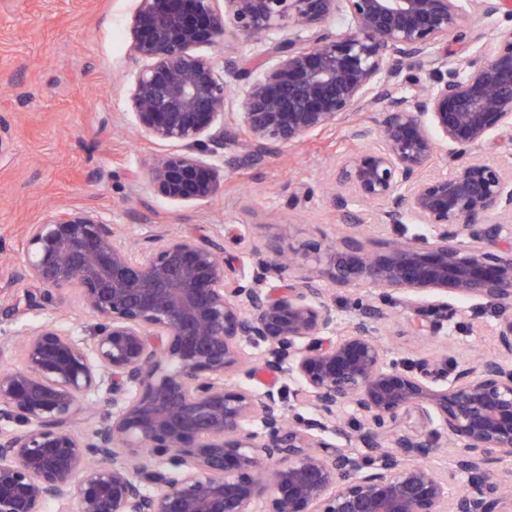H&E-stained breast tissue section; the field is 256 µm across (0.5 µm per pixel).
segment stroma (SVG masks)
<instances>
[{"label": "stroma", "instance_id": "1", "mask_svg": "<svg viewBox=\"0 0 512 512\" xmlns=\"http://www.w3.org/2000/svg\"><path fill=\"white\" fill-rule=\"evenodd\" d=\"M136 0H0V370L19 367L11 342L30 328L57 321L85 336L92 324L76 294H57L42 310L18 308L25 285L12 279L24 258L26 228L53 209L92 208L117 231V240L143 241L166 231L197 232L224 240L237 274L252 271V249H294L305 273L321 275L325 248L346 232L328 187L336 166L362 150L356 129L370 130L369 113L279 149L247 159L240 144L215 149L209 160L224 168V188L206 202H174L157 194L144 176L167 143L133 123L130 88L140 67L132 58L130 17ZM512 27V13L473 15L449 39L457 56L480 48L477 33L494 36ZM281 31L245 40L233 35L207 48L216 65L263 53ZM376 244L425 235L420 224H382L376 211L354 199ZM412 310L396 308L378 336L397 361L493 355L499 312L480 311V325L452 324L435 336L409 334Z\"/></svg>", "mask_w": 512, "mask_h": 512}]
</instances>
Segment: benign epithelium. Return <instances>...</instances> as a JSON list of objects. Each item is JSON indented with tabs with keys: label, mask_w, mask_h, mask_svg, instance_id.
<instances>
[{
	"label": "benign epithelium",
	"mask_w": 512,
	"mask_h": 512,
	"mask_svg": "<svg viewBox=\"0 0 512 512\" xmlns=\"http://www.w3.org/2000/svg\"><path fill=\"white\" fill-rule=\"evenodd\" d=\"M138 0L132 45L142 62L131 88L132 120L146 136L176 145L146 176L172 201H207L224 169L204 161L232 139L224 108L232 94L213 59L196 49L225 40L304 29L265 58L224 71L245 81L236 120L246 156L261 158L374 109L376 146L348 156L332 204L380 205L384 224H423L422 240L370 250L364 224L348 215L341 247H330L333 284L381 288L340 323L327 288L302 273L300 257L259 251L253 272L233 277L224 241L159 234L130 249L98 211L50 212L28 225L17 272L38 288L27 307L74 290L95 320L88 339L54 323L19 346L22 365L0 371V512H504L512 472L488 453L512 454V313L495 329L496 355L448 367L398 363L375 336L385 306L405 304L419 336L450 321L453 293L483 308L512 310V173L476 157L512 140V28L476 59L438 46L469 11L498 13L504 0ZM343 14L347 28L326 25ZM428 60L430 79L408 77ZM449 172L425 170L440 147ZM261 349L247 361L243 346ZM453 376H448V370ZM286 373L311 414L286 416L280 392L232 381ZM94 405L88 434L73 425ZM351 409L357 425L338 422ZM416 412L420 429L403 431ZM456 446L444 476L411 463ZM274 463L264 477L263 465ZM468 485L451 492L448 477Z\"/></svg>",
	"instance_id": "7a95c632"
}]
</instances>
